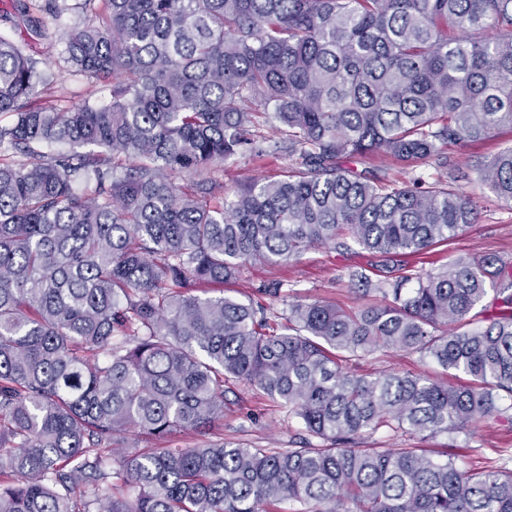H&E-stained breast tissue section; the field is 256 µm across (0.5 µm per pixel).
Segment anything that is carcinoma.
<instances>
[{
    "mask_svg": "<svg viewBox=\"0 0 512 512\" xmlns=\"http://www.w3.org/2000/svg\"><path fill=\"white\" fill-rule=\"evenodd\" d=\"M102 2V23L65 41L79 72L112 80L106 105L27 107L50 78L0 36V113L15 116L0 146L20 155L0 159V512H512L511 469L364 445L512 411V264L406 262L376 283L357 268L352 284L382 301L349 309L278 282L194 294L348 238L424 255L475 223L446 172L398 185L350 164L445 169L447 149L512 128V0ZM71 10L95 0H51ZM56 142L71 153L40 150ZM276 150L280 178L230 197L203 177ZM478 175L512 202V147ZM490 289L494 315L478 309ZM379 346L457 382L346 371ZM233 382L285 410L304 445L203 439ZM180 432L202 440L164 447Z\"/></svg>",
    "mask_w": 512,
    "mask_h": 512,
    "instance_id": "cac0c4a2",
    "label": "carcinoma"
}]
</instances>
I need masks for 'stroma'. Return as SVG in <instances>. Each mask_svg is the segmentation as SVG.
I'll list each match as a JSON object with an SVG mask.
<instances>
[{"mask_svg": "<svg viewBox=\"0 0 512 512\" xmlns=\"http://www.w3.org/2000/svg\"><path fill=\"white\" fill-rule=\"evenodd\" d=\"M14 0H0V35L15 41L26 54L46 62L48 73L53 76L52 96L59 107H67L82 99L100 104L111 99V83H95L86 76L67 68L62 59L66 45L59 39L62 29L74 26L78 15L67 11L60 16L42 15V29L33 32L15 20ZM512 146V129L501 130L491 139L467 142L449 150L450 167L457 176L458 186L472 195L478 203V216L457 238L448 244L435 247L428 255L434 267H442L457 258L479 260L489 256L512 263V203L499 200L478 180L479 165L503 148ZM287 156L264 159L242 158L224 164L215 177L224 184L225 193H232L236 185L248 178L265 175L276 176L287 167ZM369 266L373 279H385L388 270L381 255L367 251L340 252L333 246L309 250L299 262L270 264L263 261L249 263L242 275L225 287L203 283L199 294L215 296L218 293L240 299L255 294L273 280L281 281L285 290L303 299H326L343 306L356 305L348 273L352 266ZM352 370L358 374L374 371L414 372L439 376L442 370L421 354L379 348L353 360ZM224 419L213 431L210 439L240 440L260 448L298 447L300 427L292 422L286 411L275 407L243 384L227 389L224 395ZM415 446L434 452L453 449L461 467L472 469L491 461L500 465L512 457V420L491 416L477 422L472 432L442 434L415 439Z\"/></svg>", "mask_w": 512, "mask_h": 512, "instance_id": "obj_1", "label": "stroma"}]
</instances>
